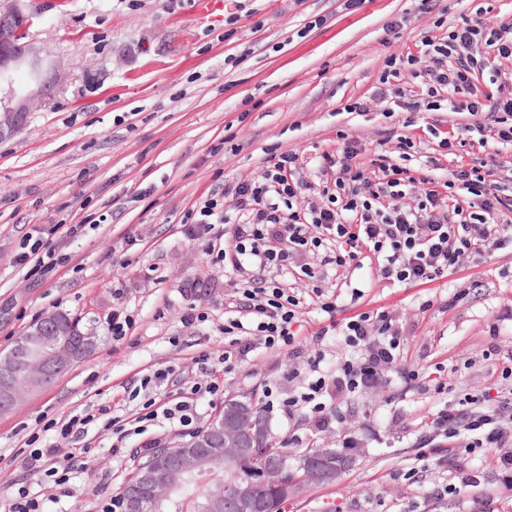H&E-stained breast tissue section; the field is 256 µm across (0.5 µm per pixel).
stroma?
Masks as SVG:
<instances>
[{"label": "stroma", "mask_w": 512, "mask_h": 512, "mask_svg": "<svg viewBox=\"0 0 512 512\" xmlns=\"http://www.w3.org/2000/svg\"><path fill=\"white\" fill-rule=\"evenodd\" d=\"M480 2L443 0L426 10L421 0H364L350 12L342 0H224L223 17L201 25L194 0H30V39L47 63L65 66L46 105L0 142V352L51 311L81 318L99 344L0 413V512L20 482L47 512H95L98 495L116 493L138 458L140 436L115 454L110 431L92 424L82 438L90 453L74 455L71 487L61 490L29 470L21 452L39 419L105 402L131 416L138 404L130 391L165 366L200 383L218 371L223 396L198 400L208 419L226 398H264L269 384L282 400L311 380L310 360L330 372L347 356L339 337L319 336L322 326L381 311L403 330L400 367L420 377L391 372L375 388L331 394L326 406L343 418L316 436L300 417L270 411L271 431L289 453L357 442L353 467L337 482L312 485L285 512H512V479L493 455L461 450L449 465L420 447L448 400L488 388L512 395V379L501 375L512 364V249L407 285L382 280L372 252L360 267H339L332 245L322 246L301 258L314 278L298 269L288 277L303 300L294 345L253 349L223 370L219 358L233 342L224 308L237 276L212 266L186 235L191 206L260 179L268 151L302 156L303 178L318 185L315 163L335 150L338 133L374 150L391 126L385 103L352 114L348 100L370 95L386 56L406 53L436 20L453 25ZM317 16L325 22L316 27ZM410 118L421 139L410 166L440 177L453 158L423 129L460 134L472 117L442 109ZM36 229L50 231L65 258L41 277L17 261ZM325 300L335 301V316L322 311ZM115 312L134 321L119 341L108 328ZM202 354L204 366L196 363ZM473 468L478 491L449 493Z\"/></svg>", "instance_id": "35a3bbf8"}]
</instances>
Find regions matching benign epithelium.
<instances>
[{
    "mask_svg": "<svg viewBox=\"0 0 512 512\" xmlns=\"http://www.w3.org/2000/svg\"><path fill=\"white\" fill-rule=\"evenodd\" d=\"M12 14L21 27L0 26V139H8L24 128L21 116H28L45 106L53 84L40 80L44 59L40 49L21 38L24 25L29 23L25 0H11ZM34 74L32 84L19 90L10 75L22 67ZM96 346V337L86 332L67 342L56 336H46L41 330L29 333V338L7 360L0 362V403L13 404L21 393L35 391L47 385L53 372L62 364L80 358ZM270 429L266 419L254 417L245 399L230 398L224 402V471L235 479L224 483L223 494L207 504L208 512H224L231 505L235 512H268L267 502L259 486L272 487L280 499L288 501L302 497L315 482H333L347 468L352 457L336 459V467H325L326 459L335 454L333 448H323L315 454H301L288 461L279 456L266 458L259 472L260 481L246 476L257 449L243 446L246 436H263ZM204 443L189 441L182 447L164 446L153 461L141 467L136 481L122 496L125 512H163L169 497L166 480L179 471H189L198 462H213L202 451Z\"/></svg>",
    "mask_w": 512,
    "mask_h": 512,
    "instance_id": "7a95c632",
    "label": "benign epithelium"
}]
</instances>
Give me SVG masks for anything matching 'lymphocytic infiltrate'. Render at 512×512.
Listing matches in <instances>:
<instances>
[{"mask_svg":"<svg viewBox=\"0 0 512 512\" xmlns=\"http://www.w3.org/2000/svg\"><path fill=\"white\" fill-rule=\"evenodd\" d=\"M504 60L512 61V20L494 19L483 7L462 16L445 35L424 36L416 51L386 56L375 97L393 94L403 112L423 105L430 111L446 107L476 118L468 130L476 135L479 156L462 158L466 142L458 136L440 140V148L456 158L445 178L393 163L381 150L375 151L370 164H363L359 142L343 134L335 152L323 154L318 162L334 175L319 198L311 197L312 185L300 175L304 163L297 154L273 153L261 179L237 182L221 197L189 211L188 234L201 241L213 264L254 270L238 298L229 302L231 314L224 320L225 330L242 331L249 341L237 352H225L224 365L247 355L254 343L268 348L293 345L300 301L283 284L267 279L265 272H288L300 256L323 242L335 244L340 267L357 262L360 248H368L381 258L380 277L404 284L433 279L465 260L479 262L512 243V195L498 179L501 152L512 147V82L503 80L498 69ZM407 75L421 80L422 90L403 88ZM482 113L487 116L483 122L478 119ZM229 212L238 220L226 235L217 226ZM331 332L342 336L354 358L337 363L329 376L321 374L319 362H312L316 379L290 402L291 409L308 417L320 432L333 423L325 396L379 385L396 367L401 351L400 328L381 312L359 314L320 330L324 336ZM169 376L164 369L141 380L142 405L134 420L114 416L111 406L102 404L64 420H49L43 429L68 439L102 419L117 441L141 436L138 450L149 453L162 440L143 439L145 428L176 424L198 429L196 393L214 396L220 391L219 380L213 379L186 392L162 397L151 392L152 381ZM504 408L491 392L467 394L441 409L432 427L450 439L465 441L467 451L491 448L512 439V419L504 418ZM26 445L30 467L42 471L53 485L67 487L72 470L59 449L41 443L36 433Z\"/></svg>","mask_w":512,"mask_h":512,"instance_id":"obj_1","label":"lymphocytic infiltrate"}]
</instances>
